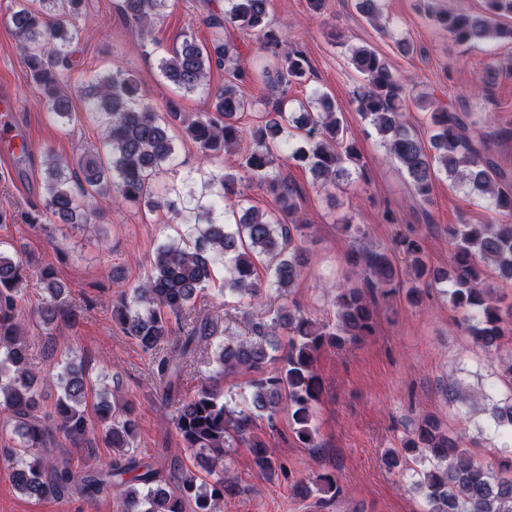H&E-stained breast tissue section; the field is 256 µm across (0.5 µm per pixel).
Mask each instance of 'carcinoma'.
Segmentation results:
<instances>
[{
    "mask_svg": "<svg viewBox=\"0 0 512 512\" xmlns=\"http://www.w3.org/2000/svg\"><path fill=\"white\" fill-rule=\"evenodd\" d=\"M167 2L123 0L122 8L135 22L149 25ZM267 3L228 0L223 14L209 17L212 48L186 38L161 61L168 81L186 92L196 90L207 84L212 69L225 68L238 54L237 46L224 40V27L230 24L252 36L256 52L267 60L260 73L263 87L279 93L259 97L270 111L245 130L239 114L251 106L240 91L246 73L235 72L214 91L208 108L185 127L205 158L220 163L216 170L199 171L198 190L184 193L173 182L158 186L176 162L169 127L180 112L169 104L166 117H161L144 100L138 81L122 70L85 91L104 117L106 134L98 146L83 151L78 184L71 186L69 166L52 155L44 181L43 216L48 221L86 222L84 199L97 195L194 215L179 240L157 248L152 275L133 287L132 294H127L124 281L112 277L118 289L113 318L151 356L153 375L174 406L175 429L208 478L187 472L176 487H163L158 471L141 463L132 450L137 436L134 405L116 396L101 400L97 413L107 442L121 449L119 456L104 469L82 470L52 456L58 436L79 441L89 433L82 409L85 379L82 372L65 367L54 413H41L43 396L28 367L29 345L19 319L30 265L18 254L0 250V422L12 427L13 447L4 449V457L12 463L14 487L24 495L64 500L94 498L114 489L123 512H217L224 496L239 487L238 479L224 472V448L242 442L256 472L270 475L277 469L254 425L258 418L273 422L280 403L287 405L296 439L306 448L318 447L313 415L320 391L317 357L326 348L344 349L373 335L374 304L400 287L407 288L408 301L416 305L420 285H448L443 294L480 346L497 349L512 334V308H502L486 287L490 266L500 279L512 281V176L493 161L490 141L466 114L436 106L429 112L428 140L419 137L403 119L406 81L384 56L364 46L352 51L351 62L361 76L352 104L387 154L399 162L415 194L428 200L435 171H443L452 184H464L489 201L495 218L488 224L463 220L448 225L452 256L446 269L431 267L412 229L397 234L403 269L389 251L354 250L363 277L358 284L336 286V321L331 325L305 315L295 304L269 309L267 319L253 317L254 302L272 294L286 297L300 277L304 257L297 242L310 228L301 217L300 190L282 176L280 166L292 161L307 168L314 183L326 190L368 182L361 151L348 137L330 95L315 93L308 105L288 108V89L307 81L310 66L301 49L283 53L288 37L267 20ZM81 6L82 0H40L36 8L29 0H18L8 18L41 89V101L69 123L76 113L70 110L58 70L69 66L67 47L75 38ZM355 7L370 24L379 25V0H356ZM510 16L512 0H484L480 15L452 8L434 12L448 39L467 49L488 41L512 44V25L504 22ZM246 182L265 188L277 210L268 214L243 206ZM221 261V291L242 306L248 334L216 344L218 319L198 310L196 300ZM38 274L49 295V320L72 317L54 270L43 267ZM277 329L288 336L281 350L268 340ZM204 355L215 365L217 377L235 369L252 373L247 409L229 408L213 384L183 394L185 368ZM275 362L278 366L268 369ZM493 417L496 426L512 427L511 397L495 405ZM384 462L390 468L416 466L427 512H512V433L492 460L482 462L463 438L427 417L405 437L402 452L386 454ZM294 487L302 495L314 487L329 493L337 491V482L328 473L303 474Z\"/></svg>",
    "mask_w": 512,
    "mask_h": 512,
    "instance_id": "obj_1",
    "label": "carcinoma"
}]
</instances>
